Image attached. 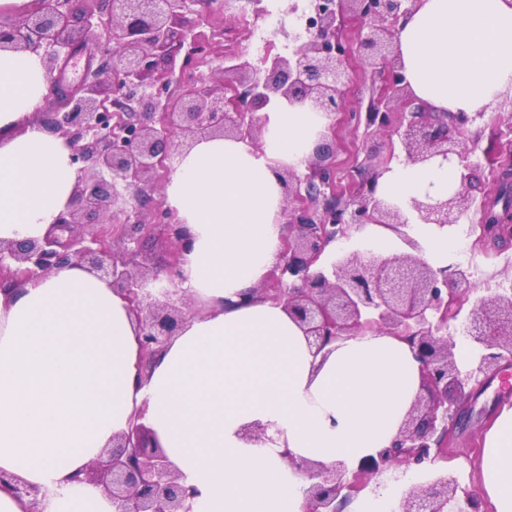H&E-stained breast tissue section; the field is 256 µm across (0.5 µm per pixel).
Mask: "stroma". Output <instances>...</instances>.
Wrapping results in <instances>:
<instances>
[{"instance_id":"stroma-1","label":"stroma","mask_w":512,"mask_h":512,"mask_svg":"<svg viewBox=\"0 0 512 512\" xmlns=\"http://www.w3.org/2000/svg\"><path fill=\"white\" fill-rule=\"evenodd\" d=\"M203 29L214 36V49L231 53L247 50L252 57L264 55L267 49L287 52L288 42L279 39L274 44L262 40L259 27L243 26L236 15L214 11L206 15ZM463 147L474 163V176L467 185V193L476 202H490L498 195L497 176L502 167L512 166V99L504 98L492 111L484 113L462 134ZM330 142L336 152L337 172L341 181H350L354 166L364 160L379 162L388 157L404 159L402 148H391L386 135H365L348 112L336 116ZM459 246L448 257L449 269H471L479 266L480 273L471 282L476 294L485 295L495 290L498 283L512 282V242L476 246V233L466 225L456 224ZM512 374V365L490 375L485 385L467 403L469 418L462 432L448 450L443 465L458 476L461 484L476 489L480 479V462L484 436L502 409L512 407V388L506 387L504 377Z\"/></svg>"}]
</instances>
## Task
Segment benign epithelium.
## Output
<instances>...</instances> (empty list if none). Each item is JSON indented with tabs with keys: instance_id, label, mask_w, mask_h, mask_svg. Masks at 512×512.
<instances>
[{
	"instance_id": "7a95c632",
	"label": "benign epithelium",
	"mask_w": 512,
	"mask_h": 512,
	"mask_svg": "<svg viewBox=\"0 0 512 512\" xmlns=\"http://www.w3.org/2000/svg\"><path fill=\"white\" fill-rule=\"evenodd\" d=\"M417 0H327L313 18L288 34L297 43L289 54H266L254 62L247 51L214 54L200 27L197 6L213 0H39L31 11L0 16V49L40 54L51 77V102L41 123L61 135L77 164V181L66 209L40 239L0 244V291L77 263L110 281L127 296L139 324L144 366L183 326L189 301L178 288L180 259L189 235L160 197L183 156L199 141L233 138L259 146L257 111L272 103L308 105L330 119L332 130L342 87L349 79L350 41L336 22L353 13L361 27L358 47L368 51L379 87L365 112L350 117L366 130L392 127L394 104L404 109L399 135L406 160L424 164L435 157L457 160L460 189L443 200L413 198L409 207L421 224L443 229L459 222L472 205L463 186L474 164L451 136L473 122L466 115L429 112L412 95L398 54L400 20ZM89 41L101 57L77 81L62 63ZM212 63L209 72L197 62ZM324 133L307 161V174L279 172L287 224L297 229L283 239L274 283L257 293L284 305L317 350L368 328L402 337L422 363L424 395L415 402L392 445L364 458L354 469L304 461L311 480L305 512H340L337 499L368 486L401 466L421 465L423 481L401 503V512H481L478 497L462 488L436 461L462 419V405L488 374L512 361V284L474 301L467 314L468 336L481 347L478 361L461 372L448 339V322L469 300L464 270L438 274L409 253L374 260L359 251L341 255L330 274L314 271L327 244L347 238L359 224H385L409 240L401 209L376 195L382 171L360 183L337 180L335 151ZM113 226L107 234L83 224ZM512 240V221L480 225L479 241ZM162 239L168 258L142 252L145 241ZM86 479L112 498L115 512H191L195 488L180 475L151 431L135 422L113 438L112 448L89 469ZM17 497L38 504L39 488L12 483Z\"/></svg>"
}]
</instances>
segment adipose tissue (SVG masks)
<instances>
[{"instance_id": "ef3b65f1", "label": "adipose tissue", "mask_w": 512, "mask_h": 512, "mask_svg": "<svg viewBox=\"0 0 512 512\" xmlns=\"http://www.w3.org/2000/svg\"><path fill=\"white\" fill-rule=\"evenodd\" d=\"M398 48L420 102L470 117L490 111L512 93V0H418ZM48 83L41 56L0 50V243L42 238L76 183L69 146L37 117ZM261 118V149L201 141L165 186L191 235L179 283L190 312L148 371L127 299L85 267L0 292V474L41 491L35 506L0 489V512H114L84 476L137 414L196 487L193 512H304L298 462L353 468L391 446L422 393L411 346L367 330L318 352L283 305L254 294L285 234L277 172L302 167L329 123L284 103ZM457 188L454 164L396 160L376 193L403 207ZM408 236L437 270L458 246L430 224L402 236L369 224L360 234L381 259L406 252ZM252 424L266 439H244ZM478 491L494 512H512V409L486 437Z\"/></svg>"}]
</instances>
